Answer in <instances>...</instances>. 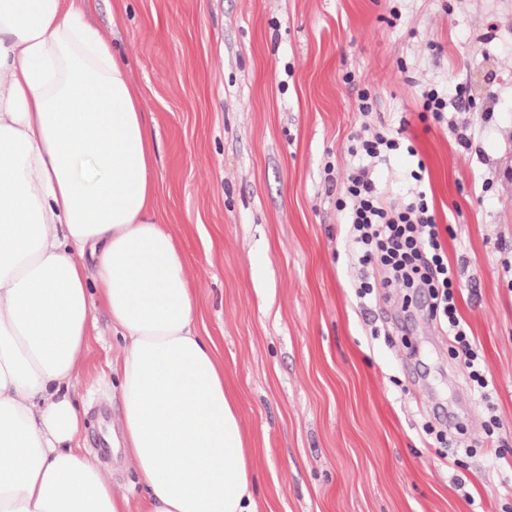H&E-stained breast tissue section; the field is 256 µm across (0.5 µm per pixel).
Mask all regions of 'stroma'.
<instances>
[{
	"mask_svg": "<svg viewBox=\"0 0 512 512\" xmlns=\"http://www.w3.org/2000/svg\"><path fill=\"white\" fill-rule=\"evenodd\" d=\"M86 21L129 66L155 209L238 399L261 512H501L512 495V0H97ZM459 82L488 112L421 117L423 87ZM402 124L409 148L373 180L402 202L423 189L450 227L459 312L494 383L487 402L424 298L404 300L358 264L336 208L359 165L351 137ZM365 278L376 288L362 300ZM96 318L70 391L89 453L121 416L119 341L107 312ZM492 414L502 428L490 440ZM440 416L467 429L447 453L423 432Z\"/></svg>",
	"mask_w": 512,
	"mask_h": 512,
	"instance_id": "35a3bbf8",
	"label": "stroma"
}]
</instances>
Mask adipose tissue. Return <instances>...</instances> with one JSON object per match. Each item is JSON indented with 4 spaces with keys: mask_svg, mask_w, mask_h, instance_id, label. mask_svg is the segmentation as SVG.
Segmentation results:
<instances>
[{
    "mask_svg": "<svg viewBox=\"0 0 512 512\" xmlns=\"http://www.w3.org/2000/svg\"><path fill=\"white\" fill-rule=\"evenodd\" d=\"M96 0H0V512H259L249 448L153 144ZM90 253L92 266L78 254ZM104 308L137 507L78 445L68 391Z\"/></svg>",
    "mask_w": 512,
    "mask_h": 512,
    "instance_id": "ef3b65f1",
    "label": "adipose tissue"
}]
</instances>
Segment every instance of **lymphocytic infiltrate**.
I'll list each match as a JSON object with an SVG mask.
<instances>
[{"mask_svg": "<svg viewBox=\"0 0 512 512\" xmlns=\"http://www.w3.org/2000/svg\"><path fill=\"white\" fill-rule=\"evenodd\" d=\"M338 206L350 213L349 237L359 263L379 264L385 287L427 293L433 317L448 328L453 358L466 368L473 391L487 399L490 382L480 348L459 318L454 273L425 192L403 205L384 202L370 167L361 166L348 174Z\"/></svg>", "mask_w": 512, "mask_h": 512, "instance_id": "lymphocytic-infiltrate-1", "label": "lymphocytic infiltrate"}]
</instances>
